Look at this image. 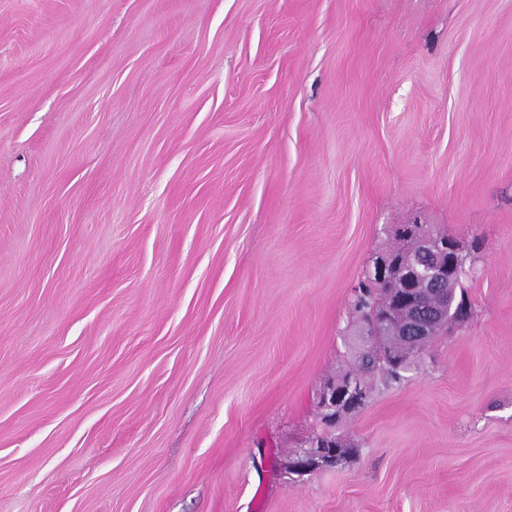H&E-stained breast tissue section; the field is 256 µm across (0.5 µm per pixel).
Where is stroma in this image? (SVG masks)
Returning a JSON list of instances; mask_svg holds the SVG:
<instances>
[{
    "mask_svg": "<svg viewBox=\"0 0 512 512\" xmlns=\"http://www.w3.org/2000/svg\"><path fill=\"white\" fill-rule=\"evenodd\" d=\"M402 224L473 315L289 474ZM0 512H512V0H0ZM324 440L319 445L313 442L309 448L297 453L298 457L290 463V470L298 476H304L316 470L335 468L350 453V448H344L337 439L336 442Z\"/></svg>",
    "mask_w": 512,
    "mask_h": 512,
    "instance_id": "1",
    "label": "stroma"
}]
</instances>
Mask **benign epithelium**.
Returning a JSON list of instances; mask_svg holds the SVG:
<instances>
[{
    "mask_svg": "<svg viewBox=\"0 0 512 512\" xmlns=\"http://www.w3.org/2000/svg\"><path fill=\"white\" fill-rule=\"evenodd\" d=\"M397 232L405 239L415 258L402 260L387 252L372 259L368 281L384 285L377 291L379 300L372 301L360 312L358 336L371 346L387 342L391 336L405 339L412 353L417 354L448 328V322L458 321L467 309L455 297L448 296L444 284L448 277L461 280L465 266L459 257L455 240L446 237L430 224H404ZM422 296H434L443 305L427 315L418 308ZM367 390L354 372L338 383L326 387L321 397V409L326 423L333 425L340 418L358 412L365 404ZM350 449L331 439L312 444L297 453L290 470L304 476L320 469H331L342 461Z\"/></svg>",
    "mask_w": 512,
    "mask_h": 512,
    "instance_id": "obj_1",
    "label": "benign epithelium"
}]
</instances>
